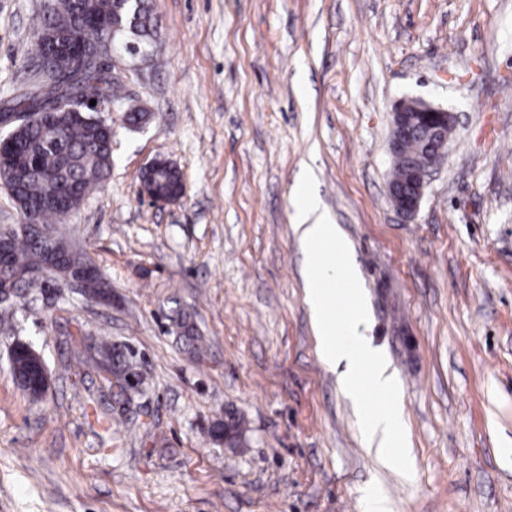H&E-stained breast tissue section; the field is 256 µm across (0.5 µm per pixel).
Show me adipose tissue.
Returning a JSON list of instances; mask_svg holds the SVG:
<instances>
[{
    "label": "adipose tissue",
    "instance_id": "1",
    "mask_svg": "<svg viewBox=\"0 0 512 512\" xmlns=\"http://www.w3.org/2000/svg\"><path fill=\"white\" fill-rule=\"evenodd\" d=\"M296 219L292 224L306 256L305 292L318 354L338 369L340 388L359 411L360 429L388 467L401 464L405 445L401 394L396 377L380 350L358 333L367 316L361 278L348 258V243L338 224L324 212L306 183L294 190ZM382 394L386 403L371 408L369 392Z\"/></svg>",
    "mask_w": 512,
    "mask_h": 512
}]
</instances>
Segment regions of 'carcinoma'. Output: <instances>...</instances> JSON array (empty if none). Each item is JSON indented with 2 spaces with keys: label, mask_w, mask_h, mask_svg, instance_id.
<instances>
[{
  "label": "carcinoma",
  "mask_w": 512,
  "mask_h": 512,
  "mask_svg": "<svg viewBox=\"0 0 512 512\" xmlns=\"http://www.w3.org/2000/svg\"><path fill=\"white\" fill-rule=\"evenodd\" d=\"M56 7L42 15L36 33L67 25L75 40L66 52L81 51L79 40L87 30L104 39L112 38V25L122 0H55ZM139 30L142 46H152L157 35L148 0H140ZM117 78L112 65L88 59L84 69L73 73L37 75L35 83L8 101L5 112H27L14 143L0 149V184L8 188L23 215L32 214L47 228L65 220L82 200L108 175L112 167V126L80 120L59 109L68 99H95L108 106L119 101ZM7 258L0 262V289L9 288L22 296L38 287V276L47 258L35 235L14 234L6 245ZM58 279L75 275L89 264L83 255L61 248ZM108 283L93 272L83 278L86 297H104ZM19 386L35 395L31 360L20 356L11 363Z\"/></svg>",
  "instance_id": "1"
}]
</instances>
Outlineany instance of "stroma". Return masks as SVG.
Segmentation results:
<instances>
[{"label":"stroma","mask_w":512,"mask_h":512,"mask_svg":"<svg viewBox=\"0 0 512 512\" xmlns=\"http://www.w3.org/2000/svg\"><path fill=\"white\" fill-rule=\"evenodd\" d=\"M149 3L153 58L113 70L112 171L55 227L111 294L47 281L0 304V512H364L369 484L392 512H512V0ZM45 4L0 0V103L33 77ZM403 98L457 117L411 216L387 198ZM131 107L151 120L126 127ZM159 158L185 195L155 208L139 177ZM304 178L360 272L411 470L380 464L318 355ZM18 343L45 363L41 397L11 374ZM230 411L233 448L214 433Z\"/></svg>","instance_id":"1"}]
</instances>
